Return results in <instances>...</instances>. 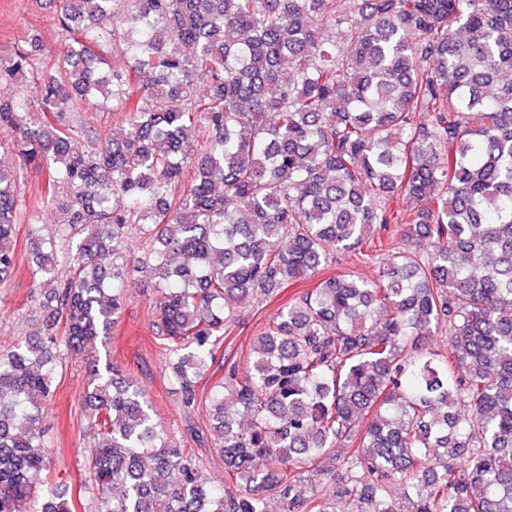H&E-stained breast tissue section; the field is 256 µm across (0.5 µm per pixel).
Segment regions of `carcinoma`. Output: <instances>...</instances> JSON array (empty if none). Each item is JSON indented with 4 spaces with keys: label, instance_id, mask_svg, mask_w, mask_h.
I'll return each instance as SVG.
<instances>
[{
    "label": "carcinoma",
    "instance_id": "cac0c4a2",
    "mask_svg": "<svg viewBox=\"0 0 512 512\" xmlns=\"http://www.w3.org/2000/svg\"><path fill=\"white\" fill-rule=\"evenodd\" d=\"M50 2L62 58L36 33L0 57L22 86L0 97V283L24 220L39 301L0 353V512H72L44 414L132 276L160 292L149 325L180 407L209 410L187 435L225 479L107 363L85 403L97 512H397V485L411 512H512V0ZM107 53L124 66L96 68ZM105 110L122 137L88 124ZM31 168L48 188L28 205ZM46 209L66 216L49 237ZM338 253L379 279L326 277L221 353L240 300ZM326 460L329 488L307 480ZM185 448H193L194 453L203 460L206 467V475L215 485H224V460L218 455L215 448L210 446L203 448L187 439Z\"/></svg>",
    "mask_w": 512,
    "mask_h": 512
}]
</instances>
